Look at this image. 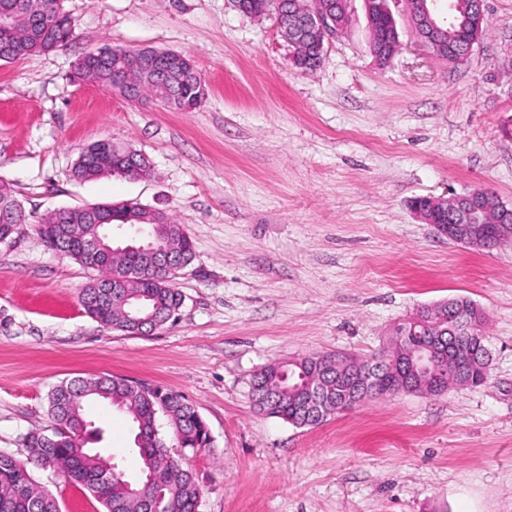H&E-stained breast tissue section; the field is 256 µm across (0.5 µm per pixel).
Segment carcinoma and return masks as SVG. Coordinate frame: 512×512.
<instances>
[{
	"label": "carcinoma",
	"instance_id": "cac0c4a2",
	"mask_svg": "<svg viewBox=\"0 0 512 512\" xmlns=\"http://www.w3.org/2000/svg\"><path fill=\"white\" fill-rule=\"evenodd\" d=\"M453 19L448 23V44L461 47L480 40L486 34V15L475 11L474 0H453ZM15 9V26L0 31V62L12 63L55 48L73 35V21L64 12L63 0H0V8ZM249 12L256 15L279 11L275 0H247ZM373 28L369 47L376 61L384 64L395 53L398 39L392 34L391 19L373 10ZM156 49L112 48L108 64L73 71V80L87 78L105 90L124 95L134 91V98L159 104L177 112H192L206 100L208 89L192 60L182 56L177 65L160 61L151 65L148 56ZM127 162L112 155V142L102 140L84 147L72 168L77 181L104 176L137 177L126 170ZM484 213L481 220H496L500 205L489 192L481 189ZM133 223L148 228L153 241L171 249L176 261L187 264L193 245L184 225L165 211L126 203ZM27 222L21 204L8 182L0 181V243H7L16 226ZM96 225L79 210L54 212L42 219L37 234L49 249L59 251L82 267L95 272L81 288L84 312L99 323L121 331L139 328L134 319L154 315L153 323L163 328L177 314L183 297L166 276L146 266L138 252L113 263L95 259L86 250L80 236L90 237ZM141 279L142 287L131 288L130 279ZM482 314L466 298H453L440 310L423 307L393 330L389 346L371 358L353 355L322 354L302 356L292 362L271 363L257 373L251 383V400L260 413L281 419L297 427L317 426L328 415L343 407L344 397L364 378L368 366L383 371L378 397L392 395L399 379L388 370L389 359H397L399 372L409 379V393L439 396L448 391V376L461 371L469 386L488 382L485 364L489 361L484 320L472 324L470 318ZM97 399L123 412L137 428L134 444L142 461L141 471L151 472L164 496L155 499L157 512H196L202 490L192 471L182 460L174 459L165 438L159 435L158 416L166 419L172 438L180 448L197 451L212 444L210 432L196 408L183 396L171 391L158 392L127 380L109 376L85 380L74 378L52 387L47 394L52 432L30 431L21 440L28 453L21 462L0 451V512H61L58 500L36 480L34 471L61 473L91 494L104 512H139L138 498L128 494L126 479L113 469L112 482L93 479L105 456L86 453V445L102 439L103 430L86 425L85 401Z\"/></svg>",
	"mask_w": 512,
	"mask_h": 512
}]
</instances>
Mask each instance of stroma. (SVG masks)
I'll return each instance as SVG.
<instances>
[{
  "label": "stroma",
  "instance_id": "stroma-1",
  "mask_svg": "<svg viewBox=\"0 0 512 512\" xmlns=\"http://www.w3.org/2000/svg\"><path fill=\"white\" fill-rule=\"evenodd\" d=\"M65 46L0 65V179L30 216L0 244V451L48 429L46 394L111 375L184 395L211 447L173 448L200 512H512V243L465 247L413 212L419 196L492 191L512 207V0H485L468 60H438L400 4V48L378 64L363 0L300 72L274 17L233 0H65ZM110 44L188 56L208 88L192 112L135 104L71 80ZM108 139L145 155L138 180L71 176ZM134 201L169 213L193 242L174 322L149 335L87 316L91 273L47 249L50 211ZM465 297L485 312L490 381L438 397L363 402L314 428L256 411L266 365L315 353L368 357L422 306ZM127 479L140 475L131 422L85 405ZM38 481L61 512H102L61 475Z\"/></svg>",
  "mask_w": 512,
  "mask_h": 512
}]
</instances>
